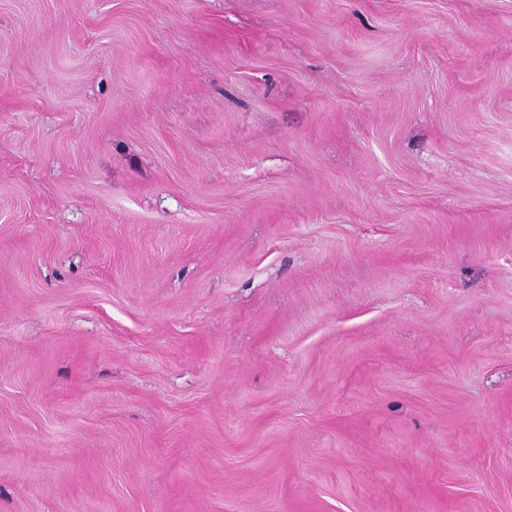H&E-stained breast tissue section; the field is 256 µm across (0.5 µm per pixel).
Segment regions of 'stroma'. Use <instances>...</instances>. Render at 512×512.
Returning a JSON list of instances; mask_svg holds the SVG:
<instances>
[{"label":"stroma","instance_id":"stroma-1","mask_svg":"<svg viewBox=\"0 0 512 512\" xmlns=\"http://www.w3.org/2000/svg\"><path fill=\"white\" fill-rule=\"evenodd\" d=\"M0 512H512V0H0Z\"/></svg>","mask_w":512,"mask_h":512}]
</instances>
